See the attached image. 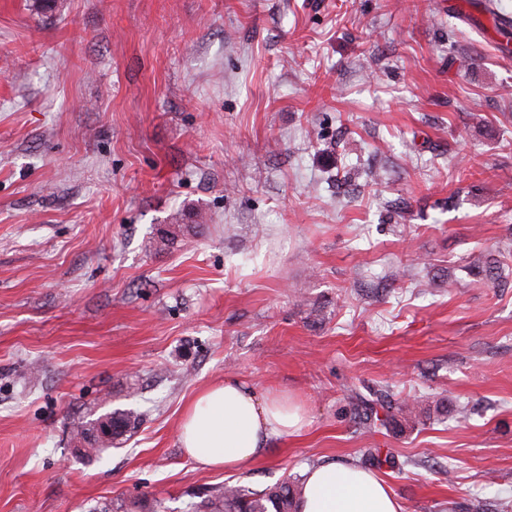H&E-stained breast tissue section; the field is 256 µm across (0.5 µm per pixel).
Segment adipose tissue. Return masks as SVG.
Segmentation results:
<instances>
[{
  "instance_id": "adipose-tissue-1",
  "label": "adipose tissue",
  "mask_w": 512,
  "mask_h": 512,
  "mask_svg": "<svg viewBox=\"0 0 512 512\" xmlns=\"http://www.w3.org/2000/svg\"><path fill=\"white\" fill-rule=\"evenodd\" d=\"M309 424L300 404L279 392H258L239 377L200 388L185 404L178 425L187 457L208 470L249 469L278 437ZM297 512H401L384 480L350 460L305 469Z\"/></svg>"
}]
</instances>
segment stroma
<instances>
[{
	"label": "stroma",
	"instance_id": "1",
	"mask_svg": "<svg viewBox=\"0 0 512 512\" xmlns=\"http://www.w3.org/2000/svg\"><path fill=\"white\" fill-rule=\"evenodd\" d=\"M497 42L470 0H0V512H188L370 448L402 512H500L512 284L465 262L512 267ZM227 375L310 423L208 472L177 423ZM369 387L426 414L362 434ZM493 256L491 252H481L478 255H473L470 257L467 267L470 270L477 271L478 274L484 273L486 277L489 276L491 279L503 282L501 278H506L503 276V263ZM140 420V415L133 410L113 411L103 417L91 421H78L74 426V435L79 442H83L86 434L90 431L97 430L103 425L112 426V442L108 446H112L116 440L120 439L129 429L134 428Z\"/></svg>",
	"mask_w": 512,
	"mask_h": 512
}]
</instances>
